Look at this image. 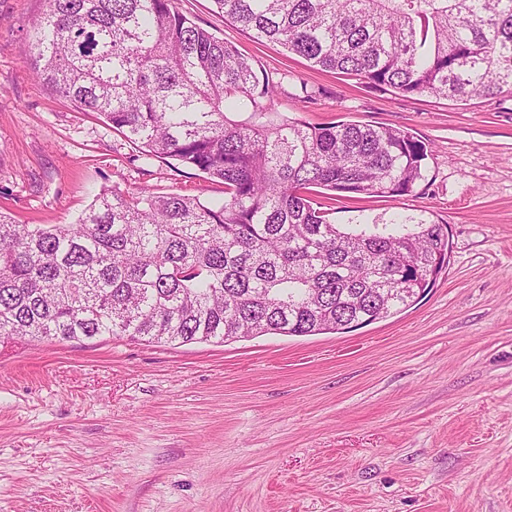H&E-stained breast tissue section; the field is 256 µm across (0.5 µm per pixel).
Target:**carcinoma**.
Wrapping results in <instances>:
<instances>
[{
    "label": "carcinoma",
    "mask_w": 512,
    "mask_h": 512,
    "mask_svg": "<svg viewBox=\"0 0 512 512\" xmlns=\"http://www.w3.org/2000/svg\"><path fill=\"white\" fill-rule=\"evenodd\" d=\"M258 40L403 96L512 91V0H214ZM34 76L144 160L224 184V202L103 189L75 224L0 212V339L188 344L313 336L389 317L448 262L442 224H332L310 197L402 196L428 145L378 122L312 125L172 0H49Z\"/></svg>",
    "instance_id": "1"
}]
</instances>
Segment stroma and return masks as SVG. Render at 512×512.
Listing matches in <instances>:
<instances>
[{
  "label": "stroma",
  "mask_w": 512,
  "mask_h": 512,
  "mask_svg": "<svg viewBox=\"0 0 512 512\" xmlns=\"http://www.w3.org/2000/svg\"><path fill=\"white\" fill-rule=\"evenodd\" d=\"M172 5L278 81V112L431 143L410 194L313 198L334 224L447 225L448 267L350 332L0 346V512H512V94L403 97L257 41L213 0ZM46 10L0 0V211L73 224L103 188L223 201L34 78Z\"/></svg>",
  "instance_id": "1"
}]
</instances>
